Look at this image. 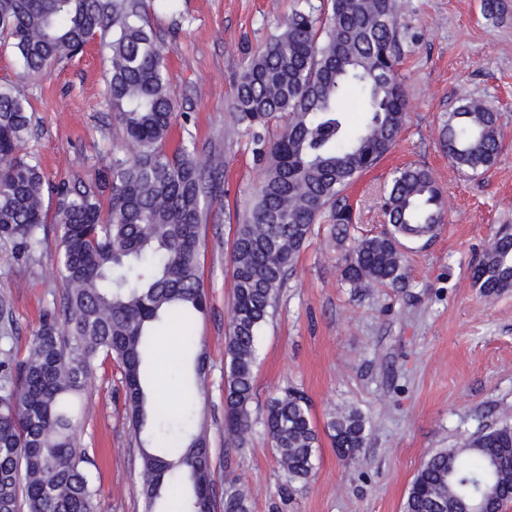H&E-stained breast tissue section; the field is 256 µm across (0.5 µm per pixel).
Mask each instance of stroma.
I'll return each mask as SVG.
<instances>
[{
	"label": "stroma",
	"mask_w": 512,
	"mask_h": 512,
	"mask_svg": "<svg viewBox=\"0 0 512 512\" xmlns=\"http://www.w3.org/2000/svg\"><path fill=\"white\" fill-rule=\"evenodd\" d=\"M303 0H179L178 14L148 0L150 26L170 43L168 89L180 113L169 143L192 137L199 154L224 157L223 197L202 230L200 273L205 313L190 325L165 326L174 343L193 340L204 361L205 392L195 424L210 448L213 492L225 478L246 489L251 512H402L420 465L463 438L512 424V290L484 297L472 269L496 231L512 225V0L498 20L483 0H400L402 54L397 74L407 117L390 153L347 191L354 236L387 230L382 197L397 168H428L447 212L428 243L404 250L408 288H351L340 270L351 247L322 215L280 291L256 342L252 428L243 446L224 435V336L233 301L235 228L259 182L252 139L232 131L231 106L246 62ZM107 68L98 41L25 79L11 49L0 46V84L14 86L33 109L27 147L55 181L94 178L123 131L105 102ZM500 114L502 150L494 167L457 169L440 128L461 96ZM57 237L35 260L16 262L0 244V296L10 299L18 351L47 312H60ZM302 389L319 434L307 482L289 484L264 427L269 397ZM366 414L370 432L355 459L340 457L325 431L338 409ZM76 444L98 477V512H144L140 443L125 405L123 371L100 359L79 402Z\"/></svg>",
	"instance_id": "stroma-1"
}]
</instances>
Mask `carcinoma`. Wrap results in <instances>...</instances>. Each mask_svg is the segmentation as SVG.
Masks as SVG:
<instances>
[{
	"instance_id": "cac0c4a2",
	"label": "carcinoma",
	"mask_w": 512,
	"mask_h": 512,
	"mask_svg": "<svg viewBox=\"0 0 512 512\" xmlns=\"http://www.w3.org/2000/svg\"><path fill=\"white\" fill-rule=\"evenodd\" d=\"M398 9L399 0H322L318 8L304 0L238 79L233 124L252 135L264 162L232 247L224 432L238 446L251 428L256 338L286 273L325 211L331 233L350 238L353 211L344 193L391 150L405 123ZM96 36L108 63L105 99L125 138L96 179L51 182L24 152L28 102L0 85V242L15 261H28L55 225L65 291L62 317L43 318L22 359L13 351L12 304L0 298V512H96V478L76 448L72 405L100 357L123 368L134 432L150 426L140 451L147 512H213L210 451L194 430L192 407L202 391L201 361L195 385L183 383L185 409L174 427L162 421L159 403L149 405L144 382L154 331L187 325L207 309L201 229L219 197L223 161L198 156L191 140L168 149L177 118L165 76L169 48L149 25L145 0H0V44L27 76ZM353 93L363 104L356 126L343 106ZM280 118L285 124L271 141L269 124ZM498 119L485 103L458 100L440 130L453 165L478 173L496 163ZM385 210L391 230L355 240L342 269L352 288L407 287L405 243L436 235L445 200L428 169L409 165L394 172ZM473 280L487 297L512 289L511 226L497 232ZM264 426L289 481L307 480L318 433L306 396L288 389L271 397ZM327 429L334 448L353 457L369 426L351 408ZM469 495L491 508L512 499L511 424L431 455L404 512H452ZM250 509L237 480L225 479L222 512Z\"/></svg>"
}]
</instances>
